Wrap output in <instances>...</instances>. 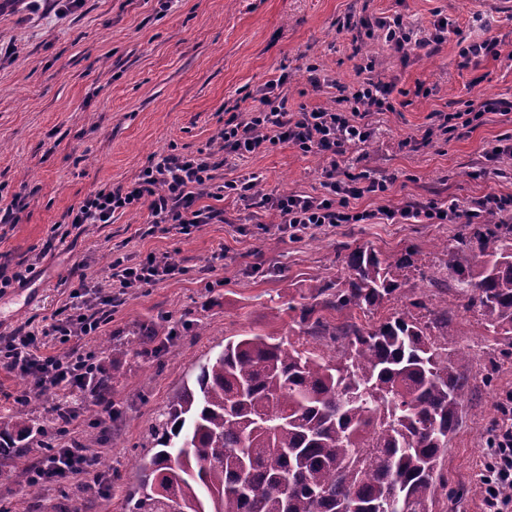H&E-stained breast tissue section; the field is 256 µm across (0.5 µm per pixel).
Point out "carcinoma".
I'll use <instances>...</instances> for the list:
<instances>
[{
  "label": "carcinoma",
  "mask_w": 512,
  "mask_h": 512,
  "mask_svg": "<svg viewBox=\"0 0 512 512\" xmlns=\"http://www.w3.org/2000/svg\"><path fill=\"white\" fill-rule=\"evenodd\" d=\"M426 278L466 299L487 331L512 339V222L499 213L440 245ZM415 252L357 247L345 275L308 285L302 335L316 352L253 334L228 340L177 391L136 459L131 512H433L440 461L469 400L464 352L448 350V307L409 309L366 327L403 291ZM29 432L0 424V453Z\"/></svg>",
  "instance_id": "cac0c4a2"
}]
</instances>
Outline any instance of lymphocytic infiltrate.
<instances>
[{
  "mask_svg": "<svg viewBox=\"0 0 512 512\" xmlns=\"http://www.w3.org/2000/svg\"><path fill=\"white\" fill-rule=\"evenodd\" d=\"M342 26L357 31L365 39L381 35L390 49L405 58L411 51L443 43L449 33V23L444 18L435 20L432 32L422 36L399 17L357 18L349 14L344 17ZM287 82V75H280L259 89L257 108L228 113L221 131L224 154L243 158L288 142L302 153L322 155L328 164L322 171L320 193L283 192L259 197L254 192L256 176L220 183L214 175L217 165L210 155L172 151L151 161L132 186L99 189L70 208L68 216L72 224L78 228L86 224H108L115 214L144 204L152 223L163 225L165 231L189 236L200 226L224 218L223 211L200 205L199 200L205 194L216 199L233 197L246 203L259 202L261 207L276 212L282 231L295 238L326 225L373 220L374 212L357 210L352 202L367 194H385L389 189L388 181L372 177L366 171L340 167L339 161L353 146L369 140L372 113L394 111L392 86L368 77L356 86L339 87L333 106L311 109L303 106L291 112L282 94ZM511 109L512 104L504 100L478 96L466 101L463 110L439 114L436 130L439 135L460 138L473 129L483 113ZM491 211L512 214V196L489 193L466 208L455 202L420 207L407 203L399 208L384 209L383 214L391 221L424 219L432 224H447L462 219L469 224H479ZM110 270L113 284L122 290L154 285L185 273L179 263L154 255L138 262L124 256L114 258ZM112 300V295H104L91 307L78 297L72 303V314L53 318L40 333L0 337V366L30 377L32 386L42 390L95 391L100 370L92 354L75 347L64 353L46 352L38 339L53 336L66 342L74 337L96 335L103 322L104 309ZM499 413L477 475L483 489L484 512H512V396L502 402ZM55 416L62 419L61 431L68 436L69 443L28 467V482L63 484L96 473V456L89 453L79 439L83 425L79 408L62 403L56 406Z\"/></svg>",
  "mask_w": 512,
  "mask_h": 512,
  "instance_id": "lymphocytic-infiltrate-1",
  "label": "lymphocytic infiltrate"
}]
</instances>
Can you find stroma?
<instances>
[{
	"label": "stroma",
	"mask_w": 512,
	"mask_h": 512,
	"mask_svg": "<svg viewBox=\"0 0 512 512\" xmlns=\"http://www.w3.org/2000/svg\"><path fill=\"white\" fill-rule=\"evenodd\" d=\"M55 0L38 13L0 8V203L18 201V220L0 223V268L32 266L26 283L0 290V336L37 332L85 289L89 301L112 289L113 257L138 261L177 256L186 273L117 296L98 336L82 340L110 384L115 418L91 395L70 400L87 421L92 450L108 460L105 480L85 486L80 512H128L137 483L130 459L144 455L145 433L156 415L194 377L197 364L224 348L226 339L253 333L301 343L299 314L310 280L343 271V245L383 254L414 246L417 265L437 267L439 243L455 242L466 224H340L293 239L271 224L259 205L232 198L218 202L223 221L191 236L150 228L146 210L116 214L111 223L74 228L67 213L91 192L130 185L149 161L170 148L184 154L219 153L214 138L224 115L254 104L257 89L288 76L286 107L331 106L328 83L312 87L308 64L329 80L354 86L374 62L375 79L393 84L395 109L373 115L375 132L346 156V163L390 179L382 196L355 200L377 211L407 202L421 206L451 200L465 204L488 193L512 195V155L499 172L480 176L483 153L512 136V111L487 112L468 136L427 137L439 112L463 109L476 94L512 103V62L484 58L463 65L459 38L498 36L512 42V0H83L57 17ZM403 16L418 29L437 17L454 31L434 49L400 59L381 40L353 53L352 36L339 22L347 13ZM425 93L415 96L416 85ZM325 159L283 142L269 151L219 166L218 180L260 176L265 192L315 194ZM448 304L453 310L449 349L469 354L472 395L441 459L443 483L435 512H481L476 475L498 418L512 394V345L489 336L478 315L411 275L404 297L377 312L384 318L410 302ZM154 329L153 344L138 345ZM175 341H168L171 329ZM127 351L120 369L112 348ZM56 399L32 397L27 379L0 368V422L21 416L31 431L21 452L0 456V512H54L74 485H47L41 502L25 499L26 466L42 453L37 442L64 441L52 424Z\"/></svg>",
	"instance_id": "obj_1"
}]
</instances>
